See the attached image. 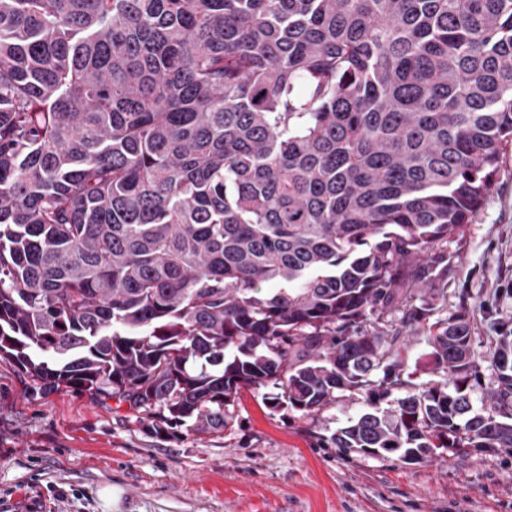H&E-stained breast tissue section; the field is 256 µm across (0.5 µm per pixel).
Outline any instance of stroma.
I'll list each match as a JSON object with an SVG mask.
<instances>
[{
    "label": "stroma",
    "mask_w": 512,
    "mask_h": 512,
    "mask_svg": "<svg viewBox=\"0 0 512 512\" xmlns=\"http://www.w3.org/2000/svg\"><path fill=\"white\" fill-rule=\"evenodd\" d=\"M440 313H468L483 388L489 310L512 312V147L460 241ZM342 400L316 424L284 419L241 392L221 435L180 439L145 429L127 407L70 391L37 396L0 361V512H512V451L406 464L319 447L318 433L356 416Z\"/></svg>",
    "instance_id": "1"
}]
</instances>
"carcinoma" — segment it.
Segmentation results:
<instances>
[{
    "mask_svg": "<svg viewBox=\"0 0 512 512\" xmlns=\"http://www.w3.org/2000/svg\"><path fill=\"white\" fill-rule=\"evenodd\" d=\"M508 145L512 0H0V358L173 438L266 388L364 395L324 448L511 449L512 316L476 406L436 315ZM405 350L402 351V357L406 359L407 371H413L415 367L418 368V378L416 382L424 381L430 378L429 375L424 374L420 369H427L426 363L428 356L426 355L428 348L425 344L422 334H413L405 337Z\"/></svg>",
    "mask_w": 512,
    "mask_h": 512,
    "instance_id": "1",
    "label": "carcinoma"
}]
</instances>
